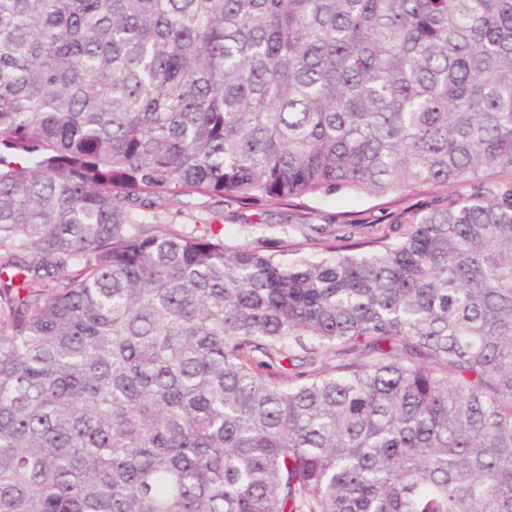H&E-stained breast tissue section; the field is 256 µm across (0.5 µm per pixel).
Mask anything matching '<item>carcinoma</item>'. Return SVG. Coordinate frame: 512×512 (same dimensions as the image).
<instances>
[{
    "instance_id": "carcinoma-1",
    "label": "carcinoma",
    "mask_w": 512,
    "mask_h": 512,
    "mask_svg": "<svg viewBox=\"0 0 512 512\" xmlns=\"http://www.w3.org/2000/svg\"><path fill=\"white\" fill-rule=\"evenodd\" d=\"M0 512H512V0H0ZM446 189L421 188L399 203H388L392 198H376L339 192L330 196L312 198L305 208L297 210L283 205H273L263 215L240 208L234 203L219 198L196 197L187 206L169 205L156 211L157 222L172 224L177 230L203 233L212 223V230L220 233L226 247L244 244L262 246L269 242H284L289 250L298 249L295 256H315L321 249L320 236L334 233L346 214L353 215L357 224L355 239L370 240L385 235L393 236L390 229L397 215L405 207L418 208L428 203L433 196L446 193ZM323 227V235L312 228ZM293 247V248H292Z\"/></svg>"
}]
</instances>
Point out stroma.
Returning a JSON list of instances; mask_svg holds the SVG:
<instances>
[{
	"label": "stroma",
	"mask_w": 512,
	"mask_h": 512,
	"mask_svg": "<svg viewBox=\"0 0 512 512\" xmlns=\"http://www.w3.org/2000/svg\"><path fill=\"white\" fill-rule=\"evenodd\" d=\"M435 194V189L424 188L399 204L343 191L312 198L306 207L297 210L274 205L261 215L233 203L199 196L186 206L169 205L158 209L156 216L158 223L173 225L178 230L200 234L213 229L228 247L244 244L258 247L281 241L297 249L299 254L313 256L320 250L319 229L336 232L344 215H353L357 220L358 239H376L389 234L403 207H421Z\"/></svg>",
	"instance_id": "obj_1"
}]
</instances>
